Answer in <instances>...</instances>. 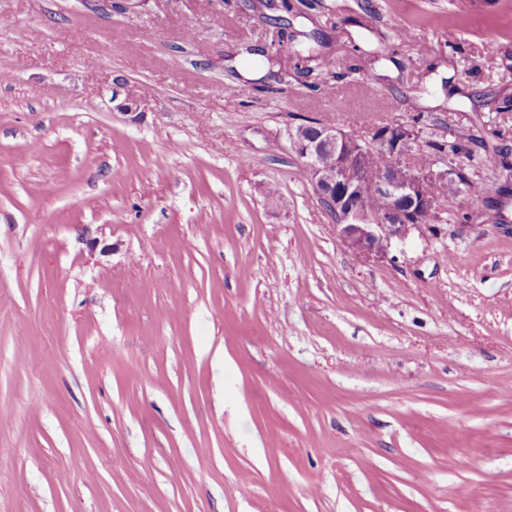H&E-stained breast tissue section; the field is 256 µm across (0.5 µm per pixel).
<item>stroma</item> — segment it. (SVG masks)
I'll return each mask as SVG.
<instances>
[{"instance_id":"35a3bbf8","label":"stroma","mask_w":512,"mask_h":512,"mask_svg":"<svg viewBox=\"0 0 512 512\" xmlns=\"http://www.w3.org/2000/svg\"><path fill=\"white\" fill-rule=\"evenodd\" d=\"M289 2L321 87L251 0H0V512H512V0ZM419 115L489 191L361 263L287 129Z\"/></svg>"}]
</instances>
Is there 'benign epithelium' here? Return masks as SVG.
Instances as JSON below:
<instances>
[{
    "instance_id": "1",
    "label": "benign epithelium",
    "mask_w": 512,
    "mask_h": 512,
    "mask_svg": "<svg viewBox=\"0 0 512 512\" xmlns=\"http://www.w3.org/2000/svg\"><path fill=\"white\" fill-rule=\"evenodd\" d=\"M287 136L318 198L337 216L342 244L365 264L388 258L394 243L426 225L439 208L436 188L457 174L436 158L425 169L416 164L421 144L414 121L379 126L367 140L313 121L289 127ZM327 152L335 157L331 167L321 163ZM368 173L375 176L370 188L363 179ZM370 194L381 210L371 209Z\"/></svg>"
}]
</instances>
